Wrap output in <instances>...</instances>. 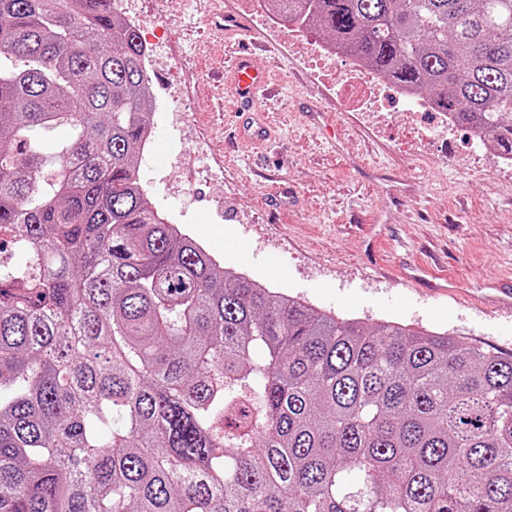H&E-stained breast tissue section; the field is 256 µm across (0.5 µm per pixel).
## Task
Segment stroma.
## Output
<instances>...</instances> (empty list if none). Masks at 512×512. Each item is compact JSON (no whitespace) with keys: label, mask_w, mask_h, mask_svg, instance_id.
<instances>
[{"label":"stroma","mask_w":512,"mask_h":512,"mask_svg":"<svg viewBox=\"0 0 512 512\" xmlns=\"http://www.w3.org/2000/svg\"><path fill=\"white\" fill-rule=\"evenodd\" d=\"M159 10V35L193 104L152 147L160 169L174 146L187 157L182 179L150 189L162 212L225 266L316 307L371 328L395 319L512 353V308L480 300L512 277V172L474 159L464 128L428 138L436 113L356 110L341 77L311 84L284 44L255 56L279 87L276 103L236 111L228 85L214 77L252 36L251 21L224 22L241 13V0H161ZM258 121L269 125V140L237 139V127ZM436 262L459 281L457 291L429 290Z\"/></svg>","instance_id":"1"}]
</instances>
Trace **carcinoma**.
Wrapping results in <instances>:
<instances>
[{"mask_svg":"<svg viewBox=\"0 0 512 512\" xmlns=\"http://www.w3.org/2000/svg\"><path fill=\"white\" fill-rule=\"evenodd\" d=\"M512 156V0H272ZM115 0H0V512H512V355L224 268L138 179Z\"/></svg>","mask_w":512,"mask_h":512,"instance_id":"cac0c4a2","label":"carcinoma"}]
</instances>
